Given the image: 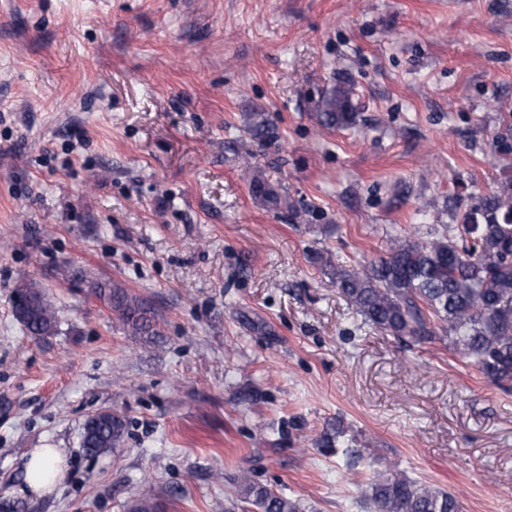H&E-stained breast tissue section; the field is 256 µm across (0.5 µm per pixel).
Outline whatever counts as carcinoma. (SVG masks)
<instances>
[{
	"mask_svg": "<svg viewBox=\"0 0 512 512\" xmlns=\"http://www.w3.org/2000/svg\"><path fill=\"white\" fill-rule=\"evenodd\" d=\"M352 88L336 84L318 103L316 118L326 129L345 128L357 121L351 111ZM266 112H251L245 132L259 141L273 134ZM253 195L279 205L280 195L262 178L250 181ZM308 258L322 268L339 293L364 321L402 342L448 340V349L466 359L491 384L512 393V179L480 197L462 215V224H442L427 241L405 229L390 239L384 255L352 265L329 250H312ZM94 294L112 309L125 333L153 342L161 335L159 318L143 298L121 284L91 283ZM12 307L26 333L36 339L57 327L51 296L28 282L14 290ZM127 422L118 412L89 418L81 445L90 456L113 453L124 442ZM355 436L341 425L316 445L347 453ZM238 512H303L299 500L276 493L243 473L235 479ZM361 503L367 512H461L452 493L418 484L405 474L377 471L362 484ZM128 512H163L153 494L135 499Z\"/></svg>",
	"mask_w": 512,
	"mask_h": 512,
	"instance_id": "obj_1",
	"label": "carcinoma"
}]
</instances>
